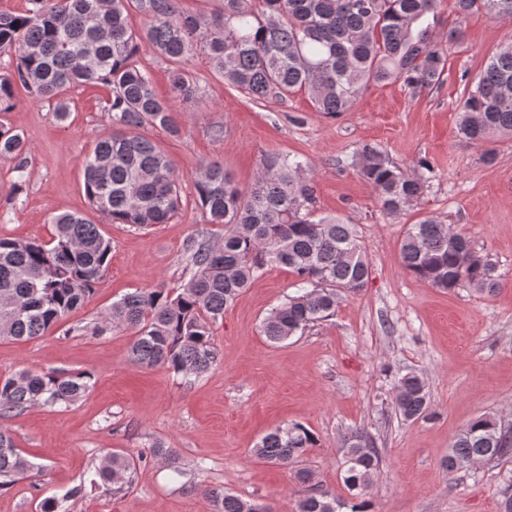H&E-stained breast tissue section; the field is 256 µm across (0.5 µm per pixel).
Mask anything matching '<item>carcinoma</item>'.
Instances as JSON below:
<instances>
[{"label": "carcinoma", "instance_id": "cac0c4a2", "mask_svg": "<svg viewBox=\"0 0 512 512\" xmlns=\"http://www.w3.org/2000/svg\"><path fill=\"white\" fill-rule=\"evenodd\" d=\"M21 12L0 11V51L15 66L0 73V156L17 159L13 189L26 182V145L8 122L17 106L15 86L40 99L55 100L59 121L69 117L66 93L87 83L109 88L102 111L112 132L82 162L84 193L93 210L113 224L143 229L166 224L178 211L181 187L174 161L141 129L180 134L173 102L198 97L188 62L206 56L224 83L254 101L308 95L318 112H348L370 84L400 82L414 93L433 89L447 71V50L426 21L444 0H220L208 15L184 12L177 0H27ZM452 43L469 17L512 18V0H452ZM143 24L135 29L130 13ZM149 44L170 66L172 97L156 93L149 73L136 65L140 45ZM458 137L483 145L497 134H512V38L467 82L458 104ZM359 176L375 190L383 210L397 214L425 193L431 172L421 159L408 172L380 148L356 152ZM311 164L279 153L267 154L247 188L216 164L200 166L195 205L224 234L192 237L184 253L191 266L179 288L140 289L112 303L96 333L133 331L135 363L166 366L186 378L207 372L218 360L213 327L224 311L267 266L284 267L298 279L297 290L263 320L264 336L284 343L334 315L344 296L367 287L371 269L354 226L340 218L314 217ZM50 241L0 239V339L30 341L45 335L95 293L112 256L110 239L79 213L51 218ZM402 266L416 279L443 290L468 285L487 294L502 285L496 265L473 250L469 240L431 217L407 227L401 239ZM89 371L33 373L0 378V417L35 405L70 406L93 387ZM395 403L406 421L429 416L424 378L409 371L394 385ZM316 447L314 435L292 423L266 433L251 449L257 459L291 468L302 487L296 512H368L314 482L298 463ZM343 483L358 499L381 459L368 432L343 434ZM512 453V426L480 415L457 433L448 450L452 474L475 463ZM138 460L109 453L98 467L123 493ZM42 467L0 431V491L34 478ZM215 512H272L222 488L203 489Z\"/></svg>", "mask_w": 512, "mask_h": 512}]
</instances>
